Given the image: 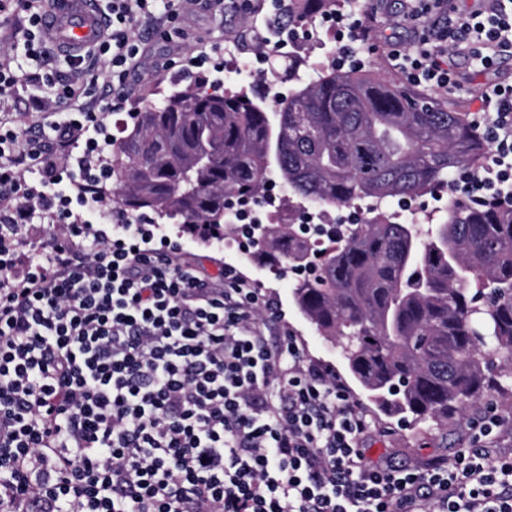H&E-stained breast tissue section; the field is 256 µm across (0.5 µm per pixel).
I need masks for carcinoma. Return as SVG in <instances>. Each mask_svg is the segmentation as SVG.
I'll list each match as a JSON object with an SVG mask.
<instances>
[{
	"label": "carcinoma",
	"mask_w": 512,
	"mask_h": 512,
	"mask_svg": "<svg viewBox=\"0 0 512 512\" xmlns=\"http://www.w3.org/2000/svg\"><path fill=\"white\" fill-rule=\"evenodd\" d=\"M122 133L119 204L210 238L224 237L232 200H257L272 172L291 203H376L374 218L327 226L320 247L294 224H267L261 252L278 274L309 270L295 305L340 343L350 376L384 411L443 423L476 405L490 368L512 373V209L450 200L425 229L381 209L482 162L488 145L469 113L348 70L274 105L173 90Z\"/></svg>",
	"instance_id": "obj_1"
}]
</instances>
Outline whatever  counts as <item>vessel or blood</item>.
<instances>
[{
    "label": "vessel or blood",
    "mask_w": 512,
    "mask_h": 512,
    "mask_svg": "<svg viewBox=\"0 0 512 512\" xmlns=\"http://www.w3.org/2000/svg\"><path fill=\"white\" fill-rule=\"evenodd\" d=\"M43 26L54 41L81 49L99 41L105 21L88 0H56L53 8L44 14Z\"/></svg>",
    "instance_id": "vessel-or-blood-1"
}]
</instances>
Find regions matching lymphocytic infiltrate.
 Returning <instances> with one entry per match:
<instances>
[{
	"mask_svg": "<svg viewBox=\"0 0 512 512\" xmlns=\"http://www.w3.org/2000/svg\"><path fill=\"white\" fill-rule=\"evenodd\" d=\"M189 0H112L106 37L56 48L42 0H0L29 14L19 77L0 64V103L29 93L38 120L0 112V512H512V457L486 420L481 444L419 468L365 455L373 428L334 376L307 364L292 335L268 343L261 288L234 267L210 275L183 242L112 205L113 141L145 65L144 31L169 40ZM403 13L414 52L388 57L409 83L453 90L448 59L480 71L512 58V0L464 13ZM268 11L264 59L302 38L282 0H204ZM483 162L448 176L450 194L512 209V84L482 89Z\"/></svg>",
	"mask_w": 512,
	"mask_h": 512,
	"instance_id": "obj_1",
	"label": "lymphocytic infiltrate"
}]
</instances>
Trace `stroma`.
<instances>
[{"instance_id":"stroma-1","label":"stroma","mask_w":512,"mask_h":512,"mask_svg":"<svg viewBox=\"0 0 512 512\" xmlns=\"http://www.w3.org/2000/svg\"><path fill=\"white\" fill-rule=\"evenodd\" d=\"M262 23V16L251 13L232 10L219 15L199 5L191 6L183 23L186 37L182 54L186 57L196 55L198 41L220 29L226 39L225 51L236 53L241 66H251L253 57L244 53L242 43L246 35ZM311 24L316 31L313 40L297 42L292 55H273L265 63L266 69L276 77L274 91L280 96H287L292 87L285 70L289 58L299 60V76L307 82L315 79L319 71L331 67L335 62L339 43L324 23L322 11H313ZM145 50L153 66L136 79L137 95L130 106L134 112L139 111L146 102H159L163 93L172 86L198 84L200 74L208 75L212 72L207 65L200 69L179 65L166 68L167 59L173 55L172 47L158 38L149 39ZM451 62L460 78V90L449 95L436 89L432 92L433 97L440 103L456 106L464 112L477 111L480 107L479 96L485 81L484 76L479 74L467 53L454 54ZM188 249L190 261L208 273H218L221 266L229 263L245 275L256 279L263 291L280 303L283 311L282 319L272 323V333L276 334L285 329L292 331L301 342L308 360L332 367L340 378H347L348 373L342 362L339 346L318 336L295 307L291 295L293 276L274 278L257 255L242 254L238 247L224 244L219 246L210 239L193 237ZM348 389L353 399L361 404L376 424L375 437L367 449L372 458L386 457L395 464L411 467L451 455L462 448L474 447L483 418L494 414L503 421L498 441L500 450L512 454V377L499 379L480 403L468 409L465 414L451 415L444 426L431 420L415 425L404 422L399 417L380 411L356 384H349Z\"/></svg>"}]
</instances>
